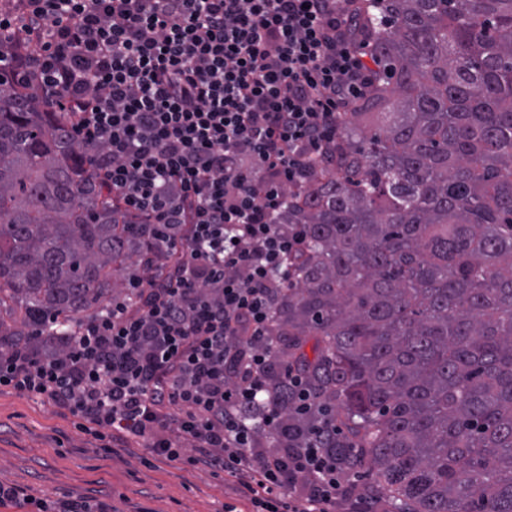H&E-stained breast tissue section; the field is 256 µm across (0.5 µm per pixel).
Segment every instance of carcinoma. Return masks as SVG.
<instances>
[{
	"label": "carcinoma",
	"mask_w": 512,
	"mask_h": 512,
	"mask_svg": "<svg viewBox=\"0 0 512 512\" xmlns=\"http://www.w3.org/2000/svg\"><path fill=\"white\" fill-rule=\"evenodd\" d=\"M351 34L379 72L279 217L304 243L273 331L394 512H512V0H367ZM80 155L0 71V353L62 345L139 256Z\"/></svg>",
	"instance_id": "obj_1"
}]
</instances>
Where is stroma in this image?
I'll list each match as a JSON object with an SVG mask.
<instances>
[{
	"mask_svg": "<svg viewBox=\"0 0 512 512\" xmlns=\"http://www.w3.org/2000/svg\"><path fill=\"white\" fill-rule=\"evenodd\" d=\"M98 441L58 415L49 402L0 387V484L35 500L88 496L115 512H221L224 504L245 512L232 480L177 462L143 464L145 444L102 460Z\"/></svg>",
	"mask_w": 512,
	"mask_h": 512,
	"instance_id": "stroma-1",
	"label": "stroma"
}]
</instances>
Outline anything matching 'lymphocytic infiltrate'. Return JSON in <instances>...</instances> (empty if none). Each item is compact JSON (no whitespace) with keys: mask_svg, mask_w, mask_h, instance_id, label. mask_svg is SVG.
Here are the masks:
<instances>
[{"mask_svg":"<svg viewBox=\"0 0 512 512\" xmlns=\"http://www.w3.org/2000/svg\"><path fill=\"white\" fill-rule=\"evenodd\" d=\"M353 0H15L0 69L72 121L112 203L151 234L138 272L63 351L0 354V387L41 398L101 443L235 482L249 512H365L350 474L290 420L317 405L272 335L300 233L279 223L374 70ZM280 440L260 448L261 435Z\"/></svg>","mask_w":512,"mask_h":512,"instance_id":"1","label":"lymphocytic infiltrate"}]
</instances>
